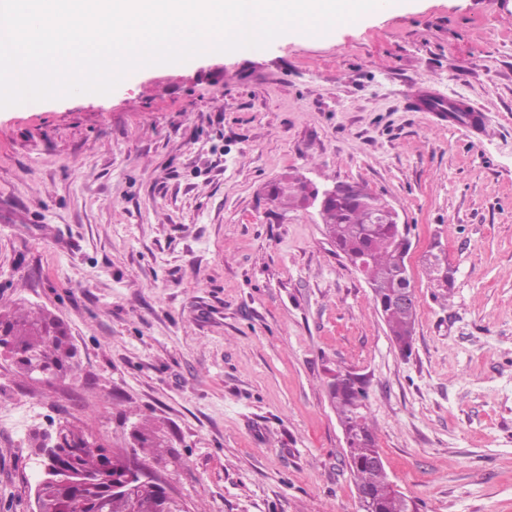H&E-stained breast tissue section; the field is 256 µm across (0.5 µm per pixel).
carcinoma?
Masks as SVG:
<instances>
[{
	"mask_svg": "<svg viewBox=\"0 0 512 512\" xmlns=\"http://www.w3.org/2000/svg\"><path fill=\"white\" fill-rule=\"evenodd\" d=\"M354 194L324 207L320 216L336 252L353 268L367 266L373 302L398 349L411 351L416 309L397 302L399 257L408 254V235L395 224H373L365 205L379 199L358 183ZM269 200L281 208L305 206V193L294 173L287 172L269 185ZM5 355L15 373L26 379L40 369L51 377L73 371L76 348L65 323L48 310L0 312V355ZM326 393L335 408L346 440V454L357 491L371 497L369 512H406L407 496L390 491L386 468L374 464L380 455L377 435L365 404L363 385L328 382ZM59 446L46 451L39 433L31 437L32 450L42 458L45 472L34 492L33 512H176L164 505L163 490L152 484H134L127 491L114 490V476L122 468L115 456L105 465L111 449L90 439L71 423L56 430ZM138 446L133 453L161 447L155 433L136 428Z\"/></svg>",
	"mask_w": 512,
	"mask_h": 512,
	"instance_id": "cac0c4a2",
	"label": "carcinoma"
}]
</instances>
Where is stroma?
I'll return each instance as SVG.
<instances>
[{
	"mask_svg": "<svg viewBox=\"0 0 512 512\" xmlns=\"http://www.w3.org/2000/svg\"><path fill=\"white\" fill-rule=\"evenodd\" d=\"M420 86L478 125L409 106ZM299 171L359 183L409 227L401 354ZM441 245L449 289L427 274ZM64 320L73 372L0 358V512H31L33 432L145 457L187 512H360L326 383L366 380L390 480L416 512H512V0H404L133 73L107 96L0 109V307ZM295 177L310 186L308 179L302 173L296 172L294 176V172H287L268 186L269 200L281 208L305 207V193Z\"/></svg>",
	"mask_w": 512,
	"mask_h": 512,
	"instance_id": "35a3bbf8",
	"label": "stroma"
}]
</instances>
